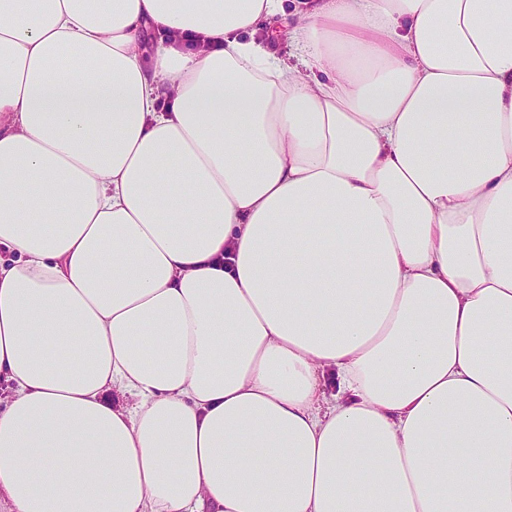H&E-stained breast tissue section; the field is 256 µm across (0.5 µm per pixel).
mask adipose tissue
Masks as SVG:
<instances>
[{
  "label": "adipose tissue",
  "instance_id": "1",
  "mask_svg": "<svg viewBox=\"0 0 512 512\" xmlns=\"http://www.w3.org/2000/svg\"><path fill=\"white\" fill-rule=\"evenodd\" d=\"M283 17L0 0L7 512H512V0ZM253 38L269 50L275 52L277 56L288 60L289 63L295 61L297 54L296 42L291 39L287 32L280 37L269 38L268 33L264 29H258L254 33Z\"/></svg>",
  "mask_w": 512,
  "mask_h": 512
}]
</instances>
